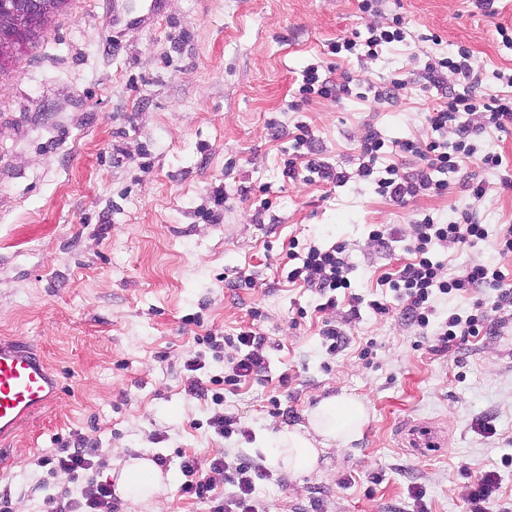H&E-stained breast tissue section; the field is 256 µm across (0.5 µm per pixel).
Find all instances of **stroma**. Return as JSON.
Here are the masks:
<instances>
[{
	"label": "stroma",
	"mask_w": 512,
	"mask_h": 512,
	"mask_svg": "<svg viewBox=\"0 0 512 512\" xmlns=\"http://www.w3.org/2000/svg\"><path fill=\"white\" fill-rule=\"evenodd\" d=\"M149 2L111 10L107 0H70L0 74V339L28 341L62 386L0 443V494L51 512L52 499L87 479L111 481L121 455H145L163 459L170 477L164 512H211L180 492L182 458L242 454L269 471L256 484L260 512H414L415 486L428 512H467L463 487L489 470L502 477V512H512V319L441 353L400 305L384 315L370 307L387 292L383 277L408 262L405 241L426 214L445 222L467 210L488 232L439 249L444 276L491 261L512 281V253L496 249L512 225V190L467 163L447 194L397 203L359 176L356 160L368 128L388 143L425 137L443 92L426 87L416 55L465 46L482 91L502 90L512 46L497 28H512V0H495L491 15L472 0H382L371 15L358 0H164L157 17L129 23L126 9L144 13ZM397 15L405 41L374 57L361 47L330 53ZM312 64L336 80L348 71L406 86L381 102L315 97L292 109ZM301 124L346 183L288 178L284 152ZM472 175L486 188L475 203L464 188ZM376 225L387 247L370 241ZM335 243L346 246L361 299L350 323L347 297L318 311L314 291L285 269L291 246ZM328 324L347 337L333 354ZM248 328L266 339V369L225 390L240 429L227 439L207 425L210 397L188 393L184 363L205 350L204 336ZM335 394L366 404L360 436L325 450L313 472L280 470L276 433ZM483 420L492 433L480 431ZM425 421L447 427L448 441L412 454L399 430ZM78 436L98 448L100 466L76 479L51 470L47 459Z\"/></svg>",
	"instance_id": "obj_1"
}]
</instances>
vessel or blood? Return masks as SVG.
Here are the masks:
<instances>
[{
    "label": "vessel or blood",
    "instance_id": "b4317fda",
    "mask_svg": "<svg viewBox=\"0 0 512 512\" xmlns=\"http://www.w3.org/2000/svg\"><path fill=\"white\" fill-rule=\"evenodd\" d=\"M61 382L44 357L26 341L0 340V439L13 436L35 411L54 403ZM402 438L412 451L423 454L441 447L445 431L413 425Z\"/></svg>",
    "mask_w": 512,
    "mask_h": 512
}]
</instances>
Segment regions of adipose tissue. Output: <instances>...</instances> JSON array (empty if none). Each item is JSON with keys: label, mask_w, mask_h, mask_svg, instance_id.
Here are the masks:
<instances>
[{"label": "adipose tissue", "mask_w": 512, "mask_h": 512, "mask_svg": "<svg viewBox=\"0 0 512 512\" xmlns=\"http://www.w3.org/2000/svg\"><path fill=\"white\" fill-rule=\"evenodd\" d=\"M366 420V407L357 398L341 395L323 399L308 411L306 424L278 432L276 463L291 473L313 470L322 449L340 448L355 440ZM165 489L164 476L152 459L124 460L116 492L133 508L147 504L151 512H163L161 496Z\"/></svg>", "instance_id": "ef3b65f1"}]
</instances>
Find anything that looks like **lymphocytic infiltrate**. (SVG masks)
<instances>
[{
  "label": "lymphocytic infiltrate",
  "mask_w": 512,
  "mask_h": 512,
  "mask_svg": "<svg viewBox=\"0 0 512 512\" xmlns=\"http://www.w3.org/2000/svg\"><path fill=\"white\" fill-rule=\"evenodd\" d=\"M469 59L468 50L461 47L449 51L447 56L430 57L424 61L421 77L428 86L442 88L449 74L457 76L464 84L461 93L428 113L425 139H408L390 147L376 131L365 134L360 144L358 172L361 177L374 183L378 194L403 203L423 191L447 193L449 174L458 172L461 163L466 161L476 163L486 171L501 169L502 156L493 152H479L470 140L472 130L462 125L461 116L477 112L481 115L483 128L505 130L512 126V94L489 99L480 94V80ZM354 85L353 77H344L342 82L337 83L313 65L305 69L299 93L305 101L314 95L337 99L352 95ZM456 128L462 131V138L449 140V131ZM312 143L311 131L308 127H300L288 149L286 167L289 178L302 176L309 182L318 180L335 184L346 181L347 173L333 169L316 158ZM391 150L402 157L415 159L416 168L409 172L395 163L380 165V157ZM486 235L484 225L470 217L461 223H448L424 215L416 220L412 241L406 246L412 256L411 262L387 280L395 299L402 305L406 320L423 330L433 323L436 316L434 301L437 297L474 288L489 290L488 300L476 302L474 314L463 317L453 313L439 325L435 333L438 351H448L457 343L478 336L480 331L491 325V312L512 307V284L507 283L500 269L476 264L465 268L457 276L446 277L442 274L441 263L434 259L435 251L448 243L471 244L484 239ZM288 258L292 262L288 280L314 288L321 299L320 310L335 309L337 291L346 290L350 293L349 312L357 314L360 299L350 291L351 266L345 245L335 244L326 249L313 245L303 253H289ZM236 344L237 354L229 358L230 372L224 378L225 384L231 386L258 377L265 368L263 336L250 329L244 330L237 335ZM181 471L185 477L180 486L181 493L211 502V512H256V483L267 476L264 468L242 457L231 460L217 456L205 465L197 458L189 457L182 461ZM217 473L222 474L225 482L231 485L229 494L218 492L213 480ZM500 488L501 476L497 471H486L477 476L463 494L469 512H495ZM114 509L111 484L93 480L88 481L79 492L67 494L64 504V512H114Z\"/></svg>",
  "instance_id": "1"
}]
</instances>
